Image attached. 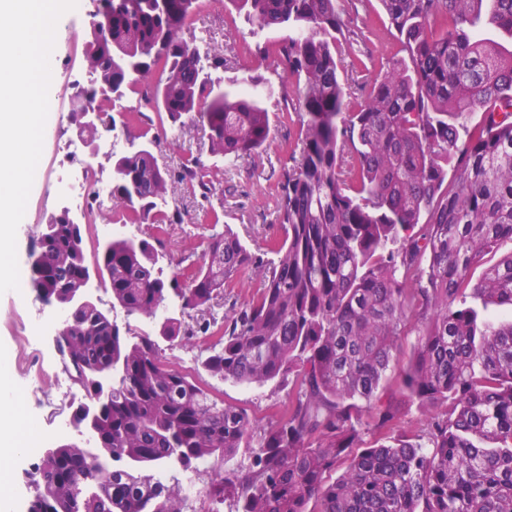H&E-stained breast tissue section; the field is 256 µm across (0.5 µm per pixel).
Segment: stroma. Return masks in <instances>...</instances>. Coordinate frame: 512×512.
<instances>
[{"instance_id":"35a3bbf8","label":"stroma","mask_w":512,"mask_h":512,"mask_svg":"<svg viewBox=\"0 0 512 512\" xmlns=\"http://www.w3.org/2000/svg\"><path fill=\"white\" fill-rule=\"evenodd\" d=\"M346 27L338 37L336 59L339 75L353 102L364 99L368 80L379 63L399 59L400 45L391 30L379 0H337ZM190 29L201 49L224 57L223 69L212 74L216 82L255 70L271 82H278L282 67L278 58L268 53L267 47L287 37L284 29L253 34L252 27L239 15L228 0H199ZM89 16L66 14L57 33L59 49L50 84L55 103L53 121L66 125V137L57 143L44 142L41 171L35 180L26 206V222L17 230V258L21 270L30 266V250L39 224L55 210L60 200L45 190L46 180L69 174L72 166H80L103 177L112 175V155L99 144H88L71 125L70 109L73 85L87 79L83 67L85 32ZM271 117V132L266 145L255 155L238 160L233 167L216 163L209 152L204 129L188 125L183 133H176L155 118L156 109L141 95L127 93L116 102L111 113L116 120L126 118L128 112L138 111L150 116L147 124H130L124 137L126 151H134L144 142H152L159 161L172 170L191 161H199L210 172L215 187L210 200L192 195L185 184H169L167 200L170 206L180 208L184 221L171 225L166 236V250L181 257L202 250L199 235L191 234V226L210 223L212 215H219L221 223L231 225L251 250L265 248L273 239L283 236L276 220V188L283 174L295 167L299 153L295 144L301 134V117L283 97L266 100ZM19 311L13 293L0 295V349L9 355L38 360L52 353L51 339L21 346L14 326ZM189 373L226 403L242 407L264 425L274 419L277 411L287 405L290 385L273 382L253 383L247 386L225 382L209 376L198 368Z\"/></svg>"}]
</instances>
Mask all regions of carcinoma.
<instances>
[{
    "mask_svg": "<svg viewBox=\"0 0 512 512\" xmlns=\"http://www.w3.org/2000/svg\"><path fill=\"white\" fill-rule=\"evenodd\" d=\"M229 2L259 32L290 31L269 47L302 117L301 159L277 186L283 238L253 252L216 217L197 258L173 261L165 237L183 213L162 209L171 174L149 143L112 156V199L120 221L152 226L151 239H109L91 266L89 227L54 214L40 226L25 287L68 313L55 347L85 393L71 424L81 429L96 403L89 436L101 453L43 449L26 472L27 512H184L165 469L190 472L253 441L246 467L212 468L207 512L226 501L232 512H512V319L479 334L478 312L453 306L471 269L512 239V50L494 37L512 38V0H380L406 57L376 73L354 108L337 74L336 0ZM93 3L90 79L71 112L90 108L98 125L79 134L127 128L105 103L160 68L141 94L171 128L201 124L227 165L266 144L263 100L281 88L248 74L216 89L211 71L224 56L184 37L199 0ZM473 112L481 120L471 127ZM178 180L213 195L197 161ZM246 267L265 271L262 287L216 318ZM91 270L109 283L112 306L153 330L132 338L97 307L76 306ZM473 294L512 308V255L487 267ZM410 317L420 341L398 372ZM210 336L211 375L293 383L270 426L161 353V340ZM406 398L433 406L419 428L401 429ZM368 433L377 443L366 447ZM338 463L345 471L332 481Z\"/></svg>",
    "mask_w": 512,
    "mask_h": 512,
    "instance_id": "cac0c4a2",
    "label": "carcinoma"
}]
</instances>
